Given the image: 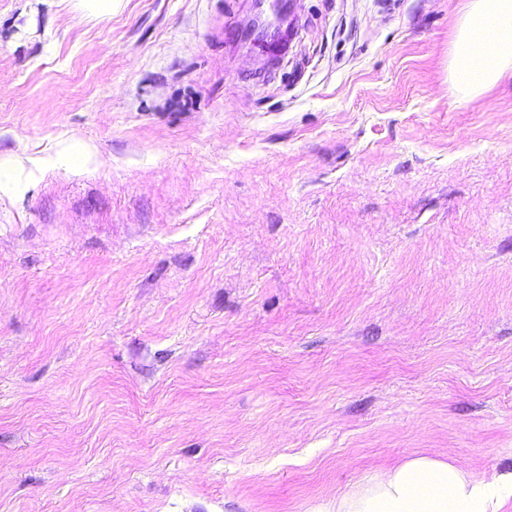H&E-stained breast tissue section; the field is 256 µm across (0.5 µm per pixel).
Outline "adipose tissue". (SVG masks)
Masks as SVG:
<instances>
[{
    "label": "adipose tissue",
    "mask_w": 512,
    "mask_h": 512,
    "mask_svg": "<svg viewBox=\"0 0 512 512\" xmlns=\"http://www.w3.org/2000/svg\"><path fill=\"white\" fill-rule=\"evenodd\" d=\"M457 98L512 81V0H465L448 54ZM512 494V472L476 479L428 455L364 474L311 512H499Z\"/></svg>",
    "instance_id": "ef3b65f1"
}]
</instances>
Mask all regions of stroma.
Segmentation results:
<instances>
[{
  "mask_svg": "<svg viewBox=\"0 0 512 512\" xmlns=\"http://www.w3.org/2000/svg\"><path fill=\"white\" fill-rule=\"evenodd\" d=\"M464 0H0V512H305L512 472V83ZM110 166L72 174L64 143ZM448 77L460 99L512 81V0H467L448 54ZM288 18V13L285 5L279 4V10L276 14L274 22H262L261 25L257 24L250 32L249 36L253 37L256 43L267 50V47L273 52H279L282 49V32L284 24Z\"/></svg>",
  "mask_w": 512,
  "mask_h": 512,
  "instance_id": "stroma-1",
  "label": "stroma"
}]
</instances>
